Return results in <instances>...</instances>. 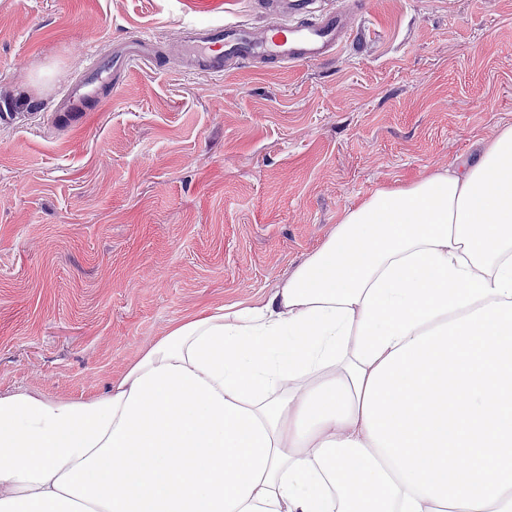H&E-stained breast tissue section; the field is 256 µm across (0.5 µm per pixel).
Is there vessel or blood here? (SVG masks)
<instances>
[{
	"label": "vessel or blood",
	"mask_w": 512,
	"mask_h": 512,
	"mask_svg": "<svg viewBox=\"0 0 512 512\" xmlns=\"http://www.w3.org/2000/svg\"><path fill=\"white\" fill-rule=\"evenodd\" d=\"M270 6L288 19L270 26L260 41L240 21H213L194 28L186 47L191 68L221 76L244 63L294 66L319 62L335 53L338 32L346 25L342 15L330 9L311 13L306 0H271ZM293 15L299 16V23H290ZM156 61L153 39L146 32L118 43L109 58H90L83 74L62 85L51 100L48 110L54 123L81 124L104 87L117 84L131 65Z\"/></svg>",
	"instance_id": "obj_1"
}]
</instances>
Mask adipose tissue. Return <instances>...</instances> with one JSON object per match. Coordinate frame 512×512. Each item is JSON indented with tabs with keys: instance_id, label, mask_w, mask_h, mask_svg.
Here are the masks:
<instances>
[{
	"instance_id": "adipose-tissue-1",
	"label": "adipose tissue",
	"mask_w": 512,
	"mask_h": 512,
	"mask_svg": "<svg viewBox=\"0 0 512 512\" xmlns=\"http://www.w3.org/2000/svg\"><path fill=\"white\" fill-rule=\"evenodd\" d=\"M0 512H512V125L104 394L0 393Z\"/></svg>"
}]
</instances>
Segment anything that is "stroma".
I'll return each mask as SVG.
<instances>
[{"mask_svg": "<svg viewBox=\"0 0 512 512\" xmlns=\"http://www.w3.org/2000/svg\"><path fill=\"white\" fill-rule=\"evenodd\" d=\"M340 49L190 71L189 28L266 0H0V393L105 392L183 317L264 300L384 188L477 157L512 124V0H326ZM149 32L80 125L44 105Z\"/></svg>", "mask_w": 512, "mask_h": 512, "instance_id": "stroma-1", "label": "stroma"}]
</instances>
